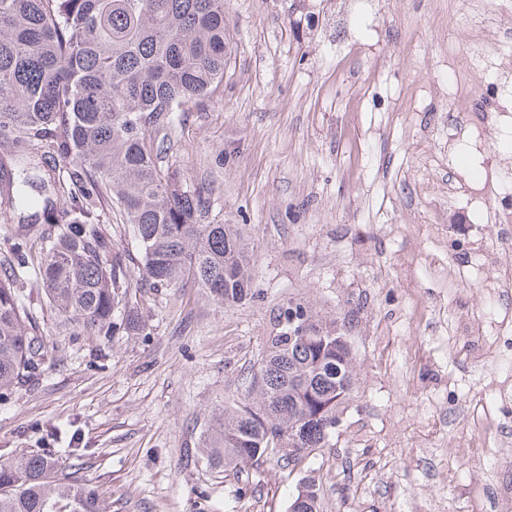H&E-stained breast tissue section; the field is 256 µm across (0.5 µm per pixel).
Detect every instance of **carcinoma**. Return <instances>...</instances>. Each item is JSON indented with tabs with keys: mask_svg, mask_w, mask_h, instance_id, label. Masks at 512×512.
Listing matches in <instances>:
<instances>
[{
	"mask_svg": "<svg viewBox=\"0 0 512 512\" xmlns=\"http://www.w3.org/2000/svg\"><path fill=\"white\" fill-rule=\"evenodd\" d=\"M224 0H0V218L20 211L43 225L37 254L24 229L8 237L0 270V399L34 374L42 339L24 284L93 336H140L146 290L191 283L226 307L253 296V249L236 224H203L205 198L183 188L165 143L175 113L224 80ZM38 145L72 168L46 178ZM113 204L138 256L101 218ZM139 280L141 287L132 288ZM266 338L242 399L202 432L206 463L237 468L326 447L354 383L334 320L290 303ZM289 512H319L312 482ZM106 512L99 494L51 456L0 463V512Z\"/></svg>",
	"mask_w": 512,
	"mask_h": 512,
	"instance_id": "carcinoma-1",
	"label": "carcinoma"
}]
</instances>
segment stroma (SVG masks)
I'll list each match as a JSON object with an SVG mask.
<instances>
[{
    "label": "stroma",
    "instance_id": "stroma-1",
    "mask_svg": "<svg viewBox=\"0 0 512 512\" xmlns=\"http://www.w3.org/2000/svg\"><path fill=\"white\" fill-rule=\"evenodd\" d=\"M455 0H224L220 91L169 130L207 224L240 225L255 298L200 289L143 299V336L60 328L40 284L46 352L0 400V461L55 449L109 512H288L300 483L320 512H501L512 486V334L468 314L507 299L466 273L493 240L473 184L512 167V84L473 96L487 126L448 133V82L471 41H512V0H475L472 31L440 35ZM336 320L356 383L326 448L298 463L226 471L186 458L242 382L289 302Z\"/></svg>",
    "mask_w": 512,
    "mask_h": 512
}]
</instances>
